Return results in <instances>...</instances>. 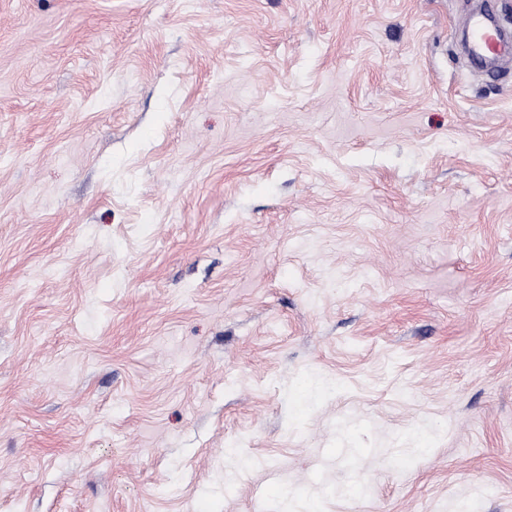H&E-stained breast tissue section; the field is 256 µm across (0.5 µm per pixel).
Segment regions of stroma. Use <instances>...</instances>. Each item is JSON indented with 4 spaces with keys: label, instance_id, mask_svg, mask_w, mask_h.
Segmentation results:
<instances>
[{
    "label": "stroma",
    "instance_id": "obj_1",
    "mask_svg": "<svg viewBox=\"0 0 512 512\" xmlns=\"http://www.w3.org/2000/svg\"><path fill=\"white\" fill-rule=\"evenodd\" d=\"M478 4L0 0V512H512Z\"/></svg>",
    "mask_w": 512,
    "mask_h": 512
}]
</instances>
